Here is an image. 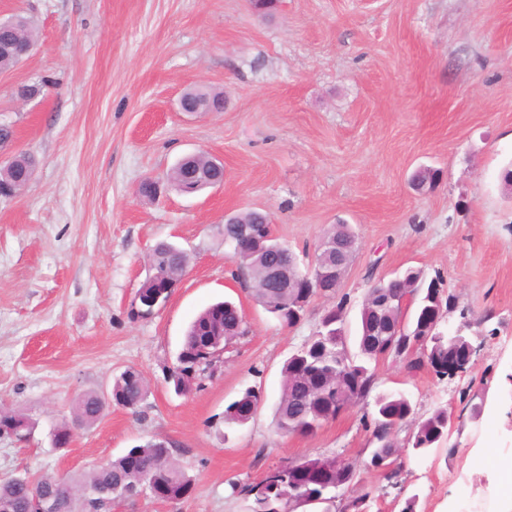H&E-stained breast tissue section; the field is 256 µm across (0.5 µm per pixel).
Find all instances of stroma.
<instances>
[{
	"mask_svg": "<svg viewBox=\"0 0 512 512\" xmlns=\"http://www.w3.org/2000/svg\"><path fill=\"white\" fill-rule=\"evenodd\" d=\"M15 13L39 37L0 73V122L14 129L0 155L27 152L38 166L0 198V407L37 426L28 442L0 439V479L75 475L164 438L196 479L178 512H246L231 483L331 455L360 479L338 498L369 493V512H400L414 492L416 512H481L470 454L512 450V189L501 178L512 164V0H280L269 19L249 0H0V18ZM32 83L42 94L19 99ZM193 86L223 92L224 111H180ZM194 152L223 157L222 187L137 196L141 180ZM420 167L439 170L434 191L410 187ZM251 209L269 211L274 235L306 262L332 225H350L358 248L337 290L348 336L370 285L407 267L442 275L454 295L441 328L477 348L463 374L375 365V393L414 407L398 442L436 408L452 416L437 449L405 453L401 484L370 465L372 400L310 435L275 432L282 367L330 301L314 298L285 327L234 279L222 224ZM160 241L186 250L189 267L167 307L137 319L130 303ZM225 298L244 309L248 334L213 378L175 394L164 367L197 313ZM130 367L150 385L141 414L109 406L53 448L49 431L74 401ZM250 386L262 404L225 426V407Z\"/></svg>",
	"mask_w": 512,
	"mask_h": 512,
	"instance_id": "35a3bbf8",
	"label": "stroma"
}]
</instances>
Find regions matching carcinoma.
<instances>
[{
    "instance_id": "1",
    "label": "carcinoma",
    "mask_w": 512,
    "mask_h": 512,
    "mask_svg": "<svg viewBox=\"0 0 512 512\" xmlns=\"http://www.w3.org/2000/svg\"><path fill=\"white\" fill-rule=\"evenodd\" d=\"M37 26L28 17L14 15L0 19V71L9 70L20 63L23 52L36 46ZM181 105L202 106L212 111L224 107V93L203 87L190 88L181 96ZM37 158L26 152H18L10 165L0 166V191L20 192L31 180ZM213 168V157L199 152L182 159L169 173L167 180L160 182L146 178L140 182L138 194L147 201L156 199L161 190L168 187L181 192L193 193L207 183L189 177L192 171L209 172ZM324 238L339 240L343 256L351 257L357 249L356 237L346 224L334 225ZM270 249L258 251L250 246L233 248L237 271L246 276L255 300L269 309L284 326L294 324L292 300L305 293L303 288L290 290L266 280L269 266L287 267L293 264L294 256L288 246L279 240H268ZM158 266L173 282L181 281L189 264L188 255L171 243H157L150 254ZM391 289L401 298L411 297L407 317V329L396 338L393 349L404 348L414 340L422 339L419 327L431 305L432 281L421 269L406 270V282H379L369 288L362 304L357 336L361 356L367 361L379 359V349L368 338L372 319L370 296L382 289ZM234 303L220 301L209 305L190 323L179 358L185 370H198L196 379L201 380L202 367L198 366L203 351L222 347L248 333L246 325L237 321ZM344 310L340 302L325 309L319 335L309 338L305 345L292 354L283 366L281 394L274 409V424L282 435L312 434L324 422L336 418L341 408L366 399L376 383L374 371L364 364L349 359L344 351L345 337L337 334L336 312ZM451 341L442 336L426 341L427 361L439 372L440 362L448 359ZM149 393L147 380L135 369H127L112 382L110 401L134 413L138 412ZM261 401L259 392L248 387L237 399L229 403L224 411V424L243 426L251 420L249 409ZM107 400L103 395L90 392L80 396L72 408V420L62 419L54 426L56 435L64 437L71 431V424L90 427L101 417ZM414 414L411 402L401 394H381L375 398L371 425L376 447L372 449L371 461L385 458L398 447L394 429ZM450 416L445 408L435 409L420 420L406 442L417 455H426L448 434ZM33 423L21 411L0 410V438L22 441L30 432ZM308 465L318 468L319 482L327 484L324 496L330 497L336 488L348 486L353 481V472L347 467L336 466V456H323L308 460ZM283 476L278 484H268L258 490L253 483H233L232 493L250 500V512H269L277 506L278 499L286 492L296 498V509L309 508L313 500L310 490L300 480L288 475V464L280 465ZM146 483L171 498L182 501L192 495L194 478L173 459V444L164 441H149L129 449L124 455L97 465L79 476L57 477L41 475L33 477L21 474L0 479V512H31L33 501L47 497L62 501L69 512H112V504L134 497Z\"/></svg>"
}]
</instances>
